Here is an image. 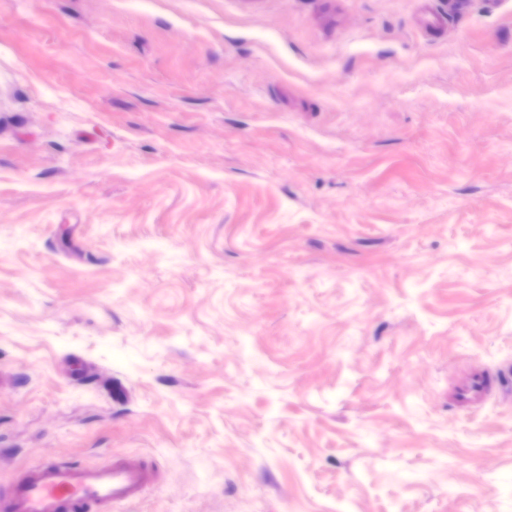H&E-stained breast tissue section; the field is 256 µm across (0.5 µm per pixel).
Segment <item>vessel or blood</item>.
I'll return each mask as SVG.
<instances>
[{"label": "vessel or blood", "instance_id": "vessel-or-blood-1", "mask_svg": "<svg viewBox=\"0 0 512 512\" xmlns=\"http://www.w3.org/2000/svg\"><path fill=\"white\" fill-rule=\"evenodd\" d=\"M512 380V364L473 371L457 385L451 402L457 408L481 409L494 393ZM158 480L152 460L116 457L81 465L71 460L36 463L5 494L0 512H113L143 498Z\"/></svg>", "mask_w": 512, "mask_h": 512}]
</instances>
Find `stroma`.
Segmentation results:
<instances>
[{
  "mask_svg": "<svg viewBox=\"0 0 512 512\" xmlns=\"http://www.w3.org/2000/svg\"><path fill=\"white\" fill-rule=\"evenodd\" d=\"M512 0H0V485L121 512H512ZM511 369V363L506 362L495 370H474L463 383L454 388L452 404L460 409H481L494 393L507 385ZM157 480L153 461L137 456L112 455V461L86 466L44 460L0 492V512H112L141 500Z\"/></svg>",
  "mask_w": 512,
  "mask_h": 512,
  "instance_id": "1",
  "label": "stroma"
}]
</instances>
